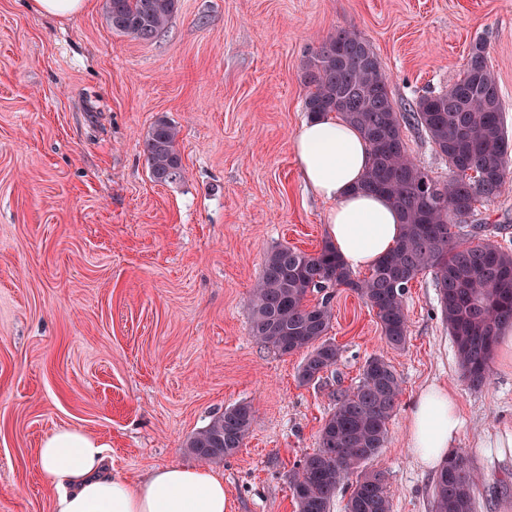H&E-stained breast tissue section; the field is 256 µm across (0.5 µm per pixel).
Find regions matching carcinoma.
Returning <instances> with one entry per match:
<instances>
[{
    "label": "carcinoma",
    "mask_w": 512,
    "mask_h": 512,
    "mask_svg": "<svg viewBox=\"0 0 512 512\" xmlns=\"http://www.w3.org/2000/svg\"><path fill=\"white\" fill-rule=\"evenodd\" d=\"M176 0H106L112 30L141 42L155 40L168 26ZM356 31L332 33L308 53L299 78L310 115L335 112L368 142L371 166L361 188L384 195L402 216L395 248L360 279L344 265L330 242L314 253L288 246L269 251L252 292L250 334L281 355L306 352L298 379L315 383L338 361L339 349L325 339L334 317L331 296L307 304L312 292L346 287L374 311L387 343L405 346V295L418 276L431 272L448 331L465 379L479 388L503 328L512 327V254L490 239L460 233L476 204L505 192L512 140L505 128L500 86L476 43L461 77L442 92H428L404 111L395 109L388 79L374 51ZM422 130L448 159L452 176L438 181L407 155L403 128ZM177 126L157 119L144 140L151 178L161 184L182 179ZM401 395V382L385 359L367 360L355 389L343 392L325 419L318 448L289 476L298 512H331L337 489H350L346 512H391L383 472L364 470L388 439V423ZM254 422L250 404L224 409L193 433L186 448L211 462L236 454ZM478 472L453 454L434 479L433 512H476Z\"/></svg>",
    "instance_id": "carcinoma-1"
}]
</instances>
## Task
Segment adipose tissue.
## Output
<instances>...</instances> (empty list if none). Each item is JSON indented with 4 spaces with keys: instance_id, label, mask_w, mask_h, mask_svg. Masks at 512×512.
Instances as JSON below:
<instances>
[{
    "instance_id": "obj_1",
    "label": "adipose tissue",
    "mask_w": 512,
    "mask_h": 512,
    "mask_svg": "<svg viewBox=\"0 0 512 512\" xmlns=\"http://www.w3.org/2000/svg\"><path fill=\"white\" fill-rule=\"evenodd\" d=\"M292 146L304 185L328 206L326 222L337 252L351 270L374 267L396 246L402 224L385 197L359 188L371 162L362 134L331 112L300 124ZM463 425L453 392L438 383L424 387L407 421L415 461L439 468ZM39 455L58 490L56 512H230L222 475L170 465L132 483L106 474L102 444L78 429L55 431Z\"/></svg>"
}]
</instances>
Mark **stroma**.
Returning <instances> with one entry per match:
<instances>
[{
  "mask_svg": "<svg viewBox=\"0 0 512 512\" xmlns=\"http://www.w3.org/2000/svg\"><path fill=\"white\" fill-rule=\"evenodd\" d=\"M73 17L0 0V512H55L38 449L60 428L104 444L110 474L196 465L187 438L228 406L254 423L211 462L231 512H298L289 489L318 446L333 395L381 357L401 379L384 472L392 512H433L435 471L408 446V408L437 382L459 402L457 447L480 475L477 512H512V360L495 348L472 388L442 320L433 273L405 298L403 349L354 290L333 289L335 367L298 379L303 353L251 337L264 257L328 239L327 205L301 182L292 136L306 117L304 55L338 27L372 46L397 107L458 80L476 41L512 129V0H177L150 43L114 32L105 0ZM180 130L184 177L154 182V121ZM408 153L439 181L448 161L423 132ZM472 223L512 249V190Z\"/></svg>",
  "mask_w": 512,
  "mask_h": 512,
  "instance_id": "35a3bbf8",
  "label": "stroma"
}]
</instances>
